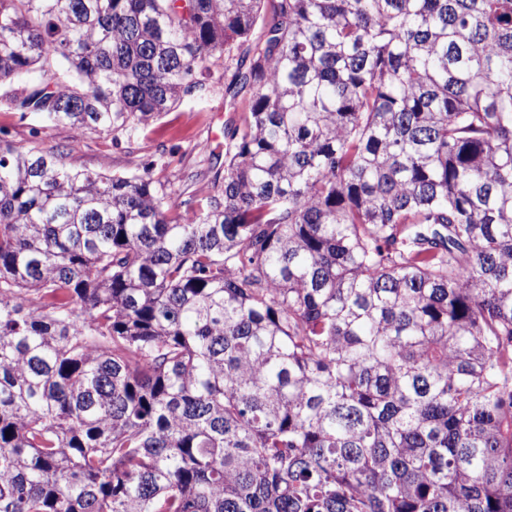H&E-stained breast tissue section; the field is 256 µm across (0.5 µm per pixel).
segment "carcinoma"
<instances>
[{
	"label": "carcinoma",
	"instance_id": "1",
	"mask_svg": "<svg viewBox=\"0 0 512 512\" xmlns=\"http://www.w3.org/2000/svg\"><path fill=\"white\" fill-rule=\"evenodd\" d=\"M231 65L197 202L0 137V512H512V0H0L48 126Z\"/></svg>",
	"mask_w": 512,
	"mask_h": 512
}]
</instances>
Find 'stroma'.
I'll list each match as a JSON object with an SVG mask.
<instances>
[{
    "label": "stroma",
    "mask_w": 512,
    "mask_h": 512,
    "mask_svg": "<svg viewBox=\"0 0 512 512\" xmlns=\"http://www.w3.org/2000/svg\"><path fill=\"white\" fill-rule=\"evenodd\" d=\"M219 77L207 95L184 100L130 141L102 133L79 134L64 125L46 127L2 104L0 129L14 144L61 151L67 166L91 173H132L153 164L155 177L202 199L212 193L216 176L224 172V127L240 123L244 115L242 105H230L224 97L231 71H220ZM204 145L212 154L207 164L199 154ZM191 171L196 177L189 183L185 176Z\"/></svg>",
    "instance_id": "35a3bbf8"
}]
</instances>
